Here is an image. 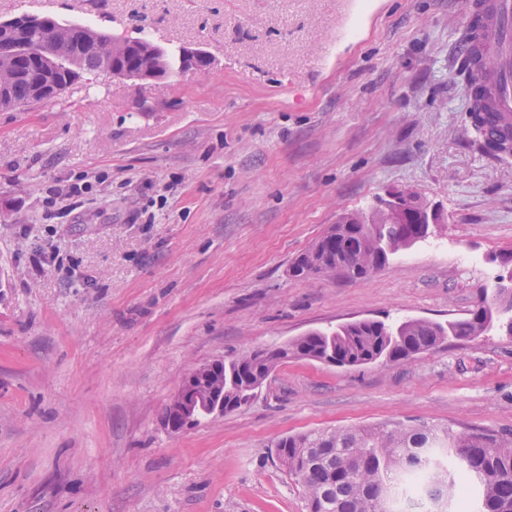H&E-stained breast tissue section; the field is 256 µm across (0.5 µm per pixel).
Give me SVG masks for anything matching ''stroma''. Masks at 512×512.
<instances>
[{
  "mask_svg": "<svg viewBox=\"0 0 512 512\" xmlns=\"http://www.w3.org/2000/svg\"><path fill=\"white\" fill-rule=\"evenodd\" d=\"M52 2L60 22L212 63L86 74L0 109V512H306L281 437L512 429L498 328L411 361L291 356L247 406L161 424L203 364L361 318L463 319L512 271V158L471 136L456 65L465 0ZM83 173L103 178L91 203L50 204ZM401 188L440 208L427 240L366 280L291 276L330 225Z\"/></svg>",
  "mask_w": 512,
  "mask_h": 512,
  "instance_id": "35a3bbf8",
  "label": "stroma"
}]
</instances>
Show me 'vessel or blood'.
<instances>
[{"mask_svg": "<svg viewBox=\"0 0 512 512\" xmlns=\"http://www.w3.org/2000/svg\"><path fill=\"white\" fill-rule=\"evenodd\" d=\"M464 52L469 109L486 111L491 131L512 139V0H467ZM497 60L486 70L485 59Z\"/></svg>", "mask_w": 512, "mask_h": 512, "instance_id": "b4317fda", "label": "vessel or blood"}]
</instances>
